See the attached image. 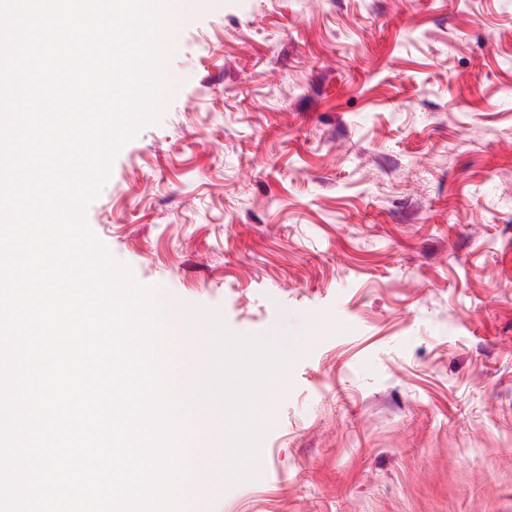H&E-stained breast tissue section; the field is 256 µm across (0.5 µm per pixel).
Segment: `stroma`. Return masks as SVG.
I'll return each mask as SVG.
<instances>
[{"instance_id": "obj_1", "label": "stroma", "mask_w": 512, "mask_h": 512, "mask_svg": "<svg viewBox=\"0 0 512 512\" xmlns=\"http://www.w3.org/2000/svg\"><path fill=\"white\" fill-rule=\"evenodd\" d=\"M166 65L86 222L304 346L191 512H512V0H193Z\"/></svg>"}]
</instances>
